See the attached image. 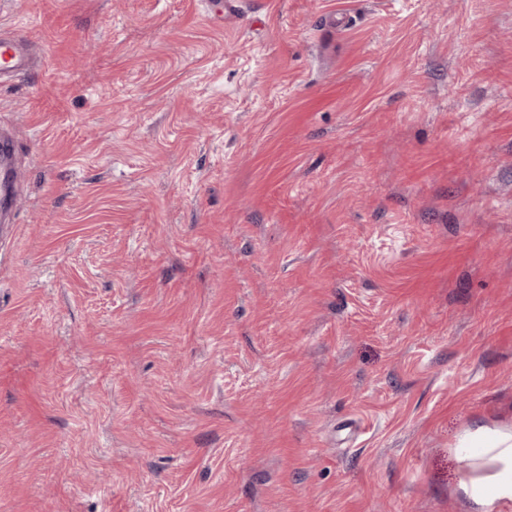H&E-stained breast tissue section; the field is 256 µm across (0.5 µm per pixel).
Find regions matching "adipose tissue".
Segmentation results:
<instances>
[{
	"instance_id": "adipose-tissue-1",
	"label": "adipose tissue",
	"mask_w": 512,
	"mask_h": 512,
	"mask_svg": "<svg viewBox=\"0 0 512 512\" xmlns=\"http://www.w3.org/2000/svg\"><path fill=\"white\" fill-rule=\"evenodd\" d=\"M458 452L460 490L471 512H502L512 506V426L466 429Z\"/></svg>"
}]
</instances>
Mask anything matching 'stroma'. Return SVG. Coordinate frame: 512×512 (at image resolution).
Masks as SVG:
<instances>
[{"label": "stroma", "instance_id": "stroma-1", "mask_svg": "<svg viewBox=\"0 0 512 512\" xmlns=\"http://www.w3.org/2000/svg\"><path fill=\"white\" fill-rule=\"evenodd\" d=\"M0 512H466L512 426V0H0ZM30 54L25 41L0 30V82L4 75H22L29 66ZM460 490L470 512L512 507V426L468 428L459 439Z\"/></svg>", "mask_w": 512, "mask_h": 512}]
</instances>
